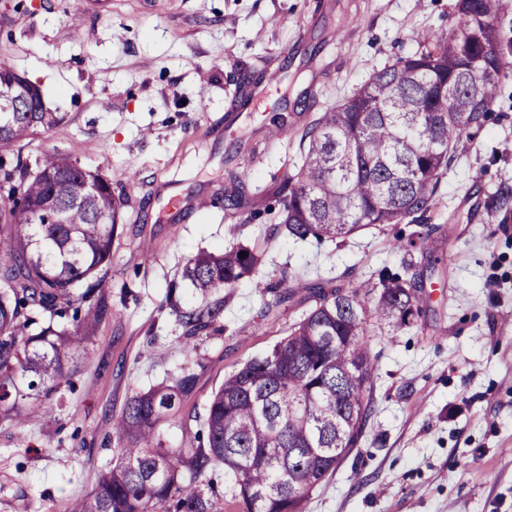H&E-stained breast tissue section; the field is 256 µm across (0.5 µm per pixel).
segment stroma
Masks as SVG:
<instances>
[{
	"instance_id": "35a3bbf8",
	"label": "stroma",
	"mask_w": 512,
	"mask_h": 512,
	"mask_svg": "<svg viewBox=\"0 0 512 512\" xmlns=\"http://www.w3.org/2000/svg\"><path fill=\"white\" fill-rule=\"evenodd\" d=\"M455 0H0V64L38 87L62 122L0 151L34 164L68 157L103 175L123 222L102 272L112 303L88 351L24 427L0 421V512H67L112 464V415L150 386L196 373L166 425L182 443L212 392L286 337L310 309L271 305L268 283L349 289L417 276L411 326H370L371 414L355 448L313 490L307 512H512V73L484 126L458 144L422 247L413 224L342 242L277 234L280 188L301 161L269 143L277 114L306 126L377 69L452 30ZM252 173L225 212L229 176ZM178 196L182 207L167 206ZM238 239L256 273L224 292V332L185 338L164 305L198 250Z\"/></svg>"
}]
</instances>
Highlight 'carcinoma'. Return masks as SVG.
<instances>
[{"instance_id":"carcinoma-1","label":"carcinoma","mask_w":512,"mask_h":512,"mask_svg":"<svg viewBox=\"0 0 512 512\" xmlns=\"http://www.w3.org/2000/svg\"><path fill=\"white\" fill-rule=\"evenodd\" d=\"M448 36L373 73L299 132L302 162L284 183L280 231L343 241L363 227L416 224L432 207L457 145L494 111L512 63L504 0H456ZM0 67V104L19 92ZM62 121L1 112L0 148ZM248 173L234 179L242 206ZM122 202L98 173L49 156L29 171L0 160V418L23 423L71 374L70 361L112 314L97 278L111 261ZM262 254L237 244L201 250L172 289V316L193 337L222 330L224 289ZM84 290H79V287ZM417 282L386 276L342 296L322 288L288 336L224 378L202 428L179 448L161 430L194 392L187 369L133 396L112 428L123 447L70 512H306L311 492L363 433L375 372L370 321L395 329L420 310Z\"/></svg>"}]
</instances>
